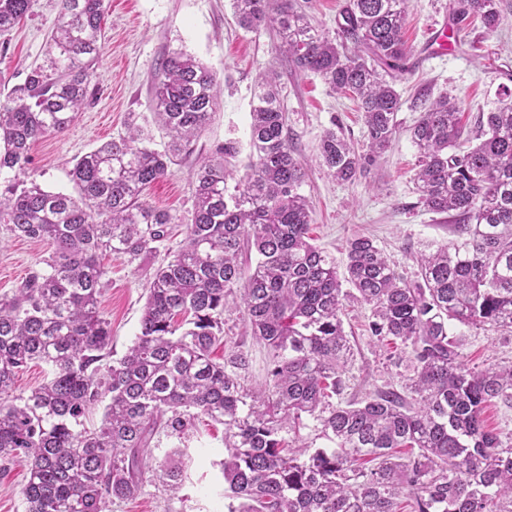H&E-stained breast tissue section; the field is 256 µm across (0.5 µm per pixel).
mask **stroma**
<instances>
[{"instance_id": "1", "label": "stroma", "mask_w": 512, "mask_h": 512, "mask_svg": "<svg viewBox=\"0 0 512 512\" xmlns=\"http://www.w3.org/2000/svg\"><path fill=\"white\" fill-rule=\"evenodd\" d=\"M500 28L490 34L469 27L452 39L448 49L436 51L432 39L449 18L448 0H410L406 38L412 48L408 70L396 88L403 105L398 129L387 152L376 164L349 182L328 176L319 163L323 133L340 126L346 138L362 144L365 128L353 102L330 91L313 73L291 71L279 53L272 31H247L232 15L230 0H110L103 20L104 50L95 66L91 86L95 96L64 131L35 141L21 181H36L50 191L73 192L70 179L76 157L112 136L124 133L130 115L151 117L152 77L163 56L172 50L192 54L222 81L224 93L212 119L193 144L190 156L169 165L164 178L151 185L143 201L175 216L165 250L136 261L114 254L104 258L107 284L100 311L112 328V352L122 356L139 331L146 286L156 268L185 236L193 208L191 172L207 157L215 142L249 138V112L259 74L275 71L277 88L288 113V131L295 156L306 167L302 188L312 208L314 242L344 271L350 238H373L395 269L408 281L418 277V258L428 245L454 240L447 215L425 211L415 182L417 151L409 129L419 116L413 106L417 94L434 99L448 94L458 103L463 120L474 124L480 113L495 111L512 93V0ZM58 15V0H35L32 13L0 38V82L23 83L26 69L45 58L47 37ZM48 246L12 235L0 223V295L12 293L47 256ZM368 305L349 298L342 319L350 338L352 357L342 373L339 403L355 402L387 389H404L412 371L410 353L397 344L378 343L368 331ZM463 340L465 364L475 369L512 364L511 329H475L455 325ZM244 354L241 371L248 387H264L269 380L270 355L252 335L242 311H224V344L217 356ZM146 457L158 467L167 451L186 449V471L178 493L154 482L139 495L116 500L112 512H228L224 481L218 466L224 456V427L200 418L194 429L177 437L156 435Z\"/></svg>"}]
</instances>
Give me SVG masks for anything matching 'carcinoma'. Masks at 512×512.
I'll return each instance as SVG.
<instances>
[{"mask_svg":"<svg viewBox=\"0 0 512 512\" xmlns=\"http://www.w3.org/2000/svg\"><path fill=\"white\" fill-rule=\"evenodd\" d=\"M33 2L0 0V36ZM230 2L241 28H272L294 70L319 75L362 112L364 151L339 129L324 132L329 174L347 182L374 164L398 128L409 0H344L333 37L298 0ZM107 8L108 0H59L44 62L0 102V174L24 171L31 144L64 131L89 104ZM448 10L455 23L478 20L488 32L502 20L501 0H449ZM152 87L153 121L170 136L163 150L149 125L131 122L76 160L77 195L34 181L0 189L10 232L50 246L43 267L0 295V461L27 467L25 512H109L157 476L177 489L183 450L166 452L158 475L142 456L156 434L179 435L195 415L224 425V496L239 501L228 512H402L404 499L411 512H512V443L482 417L493 400L512 401V366L467 367L450 331L454 322L512 329V100L473 130L448 95L421 103L410 130L419 201L452 215L458 239L428 246L409 283L372 238L354 237L341 279L311 243L306 171L275 76L262 77L245 176L228 187V165L241 152L233 138L196 165L191 224L148 283L133 344L114 359L99 256L132 261L165 246L175 218L142 193L190 150L218 104L216 74L182 50L165 56ZM249 248L257 260L246 270L240 257ZM344 281L371 307V336L410 349L414 399L380 391L329 402L350 356ZM230 298L271 354L261 393L242 382L238 358L213 357ZM31 362L48 367L47 380L18 394L16 375ZM96 409L99 425L85 426ZM308 418L334 447L301 439Z\"/></svg>","mask_w":512,"mask_h":512,"instance_id":"carcinoma-1","label":"carcinoma"}]
</instances>
